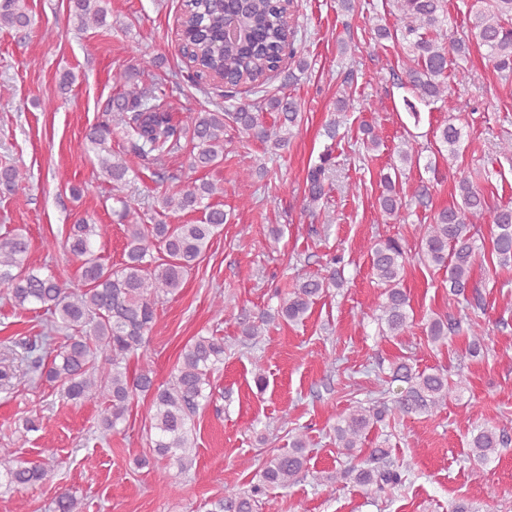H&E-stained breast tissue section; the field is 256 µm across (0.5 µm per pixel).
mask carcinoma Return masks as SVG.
Segmentation results:
<instances>
[{
	"label": "carcinoma",
	"mask_w": 512,
	"mask_h": 512,
	"mask_svg": "<svg viewBox=\"0 0 512 512\" xmlns=\"http://www.w3.org/2000/svg\"><path fill=\"white\" fill-rule=\"evenodd\" d=\"M109 0H72L76 28L107 25ZM396 25H379L375 42L392 41L402 52L403 75L398 88L409 91L415 101L404 99L410 114L417 118L416 103L426 106L447 95L448 67L453 58H464L469 44L453 41L446 34L448 12L446 0H393ZM470 36L486 48L497 76L512 77V0H474ZM180 23L192 37L194 66L188 75L195 86L207 84L205 71L229 68L238 73L236 80L224 85L222 103L213 110L191 112L178 124L169 112L166 94L140 75L158 63V58L138 59V68L128 76V88L110 99L100 120L85 133L84 150L92 152L101 170L118 187L128 182L130 167L124 160L105 152V143L114 129H122L129 151L142 161L158 164L191 145L189 165L209 169L224 160V128L231 123L242 133L267 144L273 150L288 145L292 128L301 121V104L292 97H264L265 105L252 102L234 103L242 87L255 95L263 92L266 82L281 73L285 59L297 60L296 68L307 69L301 57L295 30L285 27L277 0H253L252 9L243 20L250 30L246 41L226 37L224 7L221 0H183ZM32 25L28 0H0V28L25 29ZM353 74L347 73L340 83L336 109L345 112L353 107L348 86ZM275 112L278 120L269 125L264 113ZM439 142L448 157L458 155L463 142L462 128L446 123L438 128ZM416 141L401 142L397 156L401 166L420 158ZM331 177V153L319 156L308 168L305 200L313 205L326 195ZM489 179L485 171L476 170L457 181L461 202L439 210L425 225L417 244L420 260L448 272V288L455 297L466 296L471 287V271L476 261L472 219L490 212L492 253L499 264H512V207L489 209L479 183ZM384 192L378 198L380 212L395 217L402 208V197L391 174L382 175ZM0 186L11 195L27 190L25 177L14 167L0 170ZM224 194V187L208 180L185 188L171 186L154 197V213L160 220L147 224L143 214L116 198L118 216L126 227L124 260L114 270L98 254L95 238L102 236L101 226L80 218L70 228L66 249L79 262L75 280L63 282L52 272H43L28 263L30 243L21 229L0 234V287L17 307L36 305L51 314L55 330L65 333L55 347L42 338L24 341L19 346L0 348V389L8 390L22 382L32 371L56 384L61 395L74 403L88 398L102 400L99 426L102 432L117 433L126 421L135 397H150L146 420L153 434V456L187 471L192 465L190 449L194 418L202 402L213 396L211 376L224 363V339L197 336L185 344L165 384L155 382L150 369L131 370L130 359L143 349L156 317V306L163 297L183 286L185 276L229 220V213L213 202ZM198 212L197 224H169V214ZM407 253L402 243L388 238L376 244L371 254V270L385 286L386 300L380 320L395 336L410 324L411 306L401 288ZM344 284L341 268L332 258L327 274L308 277L299 282L292 296L283 300L276 313L264 312L259 323L249 324L242 334L251 340L264 336L265 325L281 317L297 322L314 301L328 288ZM461 330V319L448 313L438 314L427 326L432 343H445L448 336ZM391 381L407 387L392 400V406L366 408L360 404L348 409L336 424V444L346 456L359 451L370 424L384 420L388 411L399 415L429 412L445 405L448 396L462 389V380H453L440 370L419 372L401 362L392 368ZM504 430L482 428L471 438L473 460L485 463L507 446ZM306 442L293 439L291 447L271 454L263 463L259 482L248 490L228 488L224 497L211 502L209 512H255L257 497L275 488L295 483L306 468ZM353 478L367 491L381 496L402 484L399 466L390 460L386 448H374L367 467H349L327 472L324 483ZM52 469L45 462H20L11 452H0V487L19 491L35 483L51 480ZM55 512H79V500L66 489L55 497Z\"/></svg>",
	"instance_id": "cac0c4a2"
}]
</instances>
